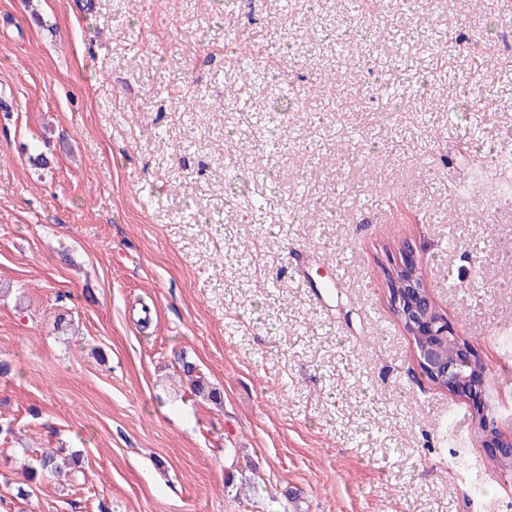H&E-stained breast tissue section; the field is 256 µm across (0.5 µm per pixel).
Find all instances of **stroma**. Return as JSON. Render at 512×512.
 I'll return each instance as SVG.
<instances>
[{"label": "stroma", "instance_id": "obj_1", "mask_svg": "<svg viewBox=\"0 0 512 512\" xmlns=\"http://www.w3.org/2000/svg\"><path fill=\"white\" fill-rule=\"evenodd\" d=\"M432 3L362 18L310 0L287 21L278 0H0V512L512 502L474 403L421 371L389 298L412 256L512 436V202L475 167L480 143L512 160V66L486 61L508 55L512 0ZM397 28L415 43L398 63ZM275 43L283 74L338 75L356 110L245 85L231 49ZM425 76L431 124L422 99L391 112L372 95ZM269 132L278 188L254 210L240 200L263 189ZM300 186L323 221L279 223ZM42 448L80 455L76 478L27 483ZM182 363L183 373L188 377H191V385L193 386L194 391L206 401L216 405L221 404V392L217 388L210 386L209 383L205 382L201 376H195L194 378L193 373L195 372V367L192 363L188 361L184 362L183 359Z\"/></svg>", "mask_w": 512, "mask_h": 512}]
</instances>
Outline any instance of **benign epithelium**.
<instances>
[{"label": "benign epithelium", "instance_id": "obj_1", "mask_svg": "<svg viewBox=\"0 0 512 512\" xmlns=\"http://www.w3.org/2000/svg\"><path fill=\"white\" fill-rule=\"evenodd\" d=\"M391 275L404 285V292H395L391 299L392 306L407 333L421 337L415 345L418 365L457 396L470 398L477 393L485 397L490 395L486 364L467 343H459L453 361L444 359L442 342L443 337L450 334L448 321L432 306L415 262L408 256L404 257L393 268ZM476 417L484 431L496 434L490 442L491 460L495 462L503 454H511L512 437L498 434L495 414L486 400H481L476 406Z\"/></svg>", "mask_w": 512, "mask_h": 512}]
</instances>
